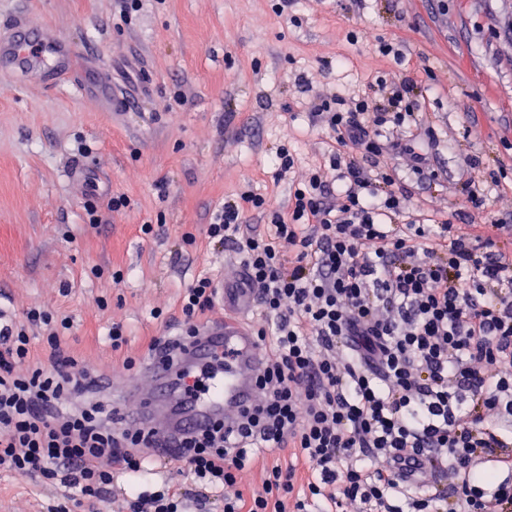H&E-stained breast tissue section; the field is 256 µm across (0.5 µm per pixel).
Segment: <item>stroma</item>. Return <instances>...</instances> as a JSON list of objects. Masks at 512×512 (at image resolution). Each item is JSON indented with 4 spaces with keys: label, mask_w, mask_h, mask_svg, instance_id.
Instances as JSON below:
<instances>
[{
    "label": "stroma",
    "mask_w": 512,
    "mask_h": 512,
    "mask_svg": "<svg viewBox=\"0 0 512 512\" xmlns=\"http://www.w3.org/2000/svg\"><path fill=\"white\" fill-rule=\"evenodd\" d=\"M273 2L145 0L127 22L117 0H0V19L24 10L77 41L88 82L139 99L128 112L0 77V311L69 318L67 348L104 379H123L124 358L164 335L147 298L174 317L199 272L228 284L238 274L234 252L205 237L215 206L251 190L287 208L301 176L326 165L333 141L311 122L316 95L379 100L378 80L416 81L404 141L434 176L418 180L394 151L380 169L437 218L512 216V0H294L282 16ZM181 88L191 103L175 102ZM282 147L295 159L284 177L273 165ZM489 172L484 208L463 206L470 179ZM115 194L130 209L108 212ZM90 205L102 223H86ZM114 318L128 327L121 353L105 341ZM63 492L2 473L0 512H51Z\"/></svg>",
    "instance_id": "obj_1"
}]
</instances>
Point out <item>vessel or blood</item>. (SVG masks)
I'll list each match as a JSON object with an SVG mask.
<instances>
[{
	"label": "vessel or blood",
	"mask_w": 512,
	"mask_h": 512,
	"mask_svg": "<svg viewBox=\"0 0 512 512\" xmlns=\"http://www.w3.org/2000/svg\"><path fill=\"white\" fill-rule=\"evenodd\" d=\"M79 49L65 37H48L23 12L0 23V74L21 75L46 86L73 73ZM223 355L224 372L192 390L197 372L215 355ZM264 366L260 341L242 322L223 318L198 327L186 343L182 361L153 362L141 375L125 380L113 400L127 426L150 432L151 454L172 459L183 436L223 420L236 426L258 395L257 379Z\"/></svg>",
	"instance_id": "obj_1"
}]
</instances>
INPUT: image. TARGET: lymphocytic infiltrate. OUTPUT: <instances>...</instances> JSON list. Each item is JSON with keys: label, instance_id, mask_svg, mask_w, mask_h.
Instances as JSON below:
<instances>
[{"label": "lymphocytic infiltrate", "instance_id": "lymphocytic-infiltrate-1", "mask_svg": "<svg viewBox=\"0 0 512 512\" xmlns=\"http://www.w3.org/2000/svg\"><path fill=\"white\" fill-rule=\"evenodd\" d=\"M315 123L336 146L334 178L314 170L288 212L242 193L212 214L205 234L231 245L261 318L265 349L259 398L233 428L216 423L182 439L191 484L224 512H512V483L479 479L477 460L512 462V238L505 224L458 228L410 212L395 178L370 160L385 124L403 127L372 99L345 107L317 97ZM329 170V171H330ZM264 213L262 230L245 210ZM213 278L197 275L180 295L183 324L148 353L174 359L212 315ZM26 326L0 315V471L61 480L63 505L95 507L119 478L120 512H189L194 494L142 488L157 465L142 432L116 426L94 399L96 377L48 329L50 354L34 358ZM260 489L242 477L261 453ZM448 476L426 483V474Z\"/></svg>", "mask_w": 512, "mask_h": 512}]
</instances>
